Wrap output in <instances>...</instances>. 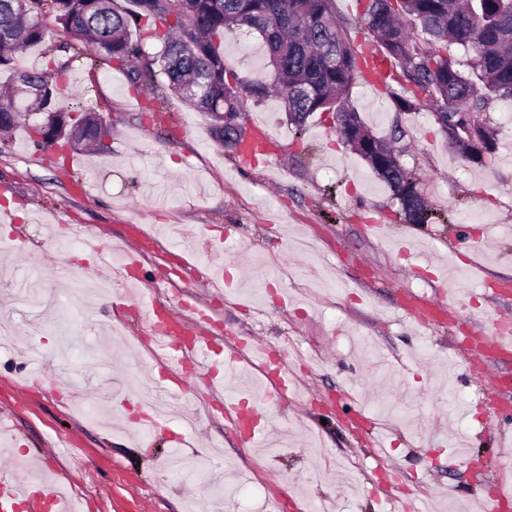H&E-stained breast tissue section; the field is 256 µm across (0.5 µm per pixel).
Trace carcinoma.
Returning <instances> with one entry per match:
<instances>
[{"instance_id": "obj_1", "label": "carcinoma", "mask_w": 512, "mask_h": 512, "mask_svg": "<svg viewBox=\"0 0 512 512\" xmlns=\"http://www.w3.org/2000/svg\"><path fill=\"white\" fill-rule=\"evenodd\" d=\"M350 20L334 0H0V72L11 90L0 94V132L23 124L22 107L42 114L26 125L39 147L74 150L100 146L109 134L90 111L73 117L60 105L59 83L70 59L55 52L82 53L92 64L122 70L135 88L159 87L158 76L177 99L214 121L216 140L241 153L247 136L239 123L243 96L277 93L288 124L297 133L316 112L329 113L343 142L359 155L400 201L403 219L426 224L431 208L414 171L395 147L373 134L351 105V90L367 68L354 48L350 28L365 26L376 53L391 65L382 93L398 114L433 108L435 123L457 156L483 165L498 149L483 115L497 99H512V0H357ZM54 16L57 28L43 23ZM62 29L71 41L52 45L46 69H23L18 54L53 40ZM247 29L262 38L271 73L243 81L224 60V34ZM161 45L150 55L143 39ZM472 51L462 62L448 45ZM29 89L15 102L20 88Z\"/></svg>"}]
</instances>
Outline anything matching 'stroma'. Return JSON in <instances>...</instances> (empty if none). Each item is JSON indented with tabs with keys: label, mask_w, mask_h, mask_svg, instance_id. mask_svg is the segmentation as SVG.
<instances>
[{
	"label": "stroma",
	"mask_w": 512,
	"mask_h": 512,
	"mask_svg": "<svg viewBox=\"0 0 512 512\" xmlns=\"http://www.w3.org/2000/svg\"><path fill=\"white\" fill-rule=\"evenodd\" d=\"M229 66L241 79L262 74L258 34L235 30L224 39ZM62 105L101 113L112 131L101 150L69 155L38 147L24 128L0 144V226L16 251L0 250V319L16 334L0 343V410L13 414L19 443L0 430L21 476L64 478L83 491V512H264L281 494L291 502L333 512H394V486L431 493L440 512H472L498 470L512 471V359L499 366V384L475 377L455 339L470 323L512 316V101L486 114L498 150L481 166L453 156L431 107L396 115L380 83L362 74L351 103L373 133L388 136L401 123V162L416 172L421 191L442 218L429 224L399 219L389 188L332 131L330 115L315 113L295 134L278 98L246 99L243 124L265 121L268 151L248 165L212 136V118L181 104L167 90L133 89L125 74L89 59L72 62ZM86 225L110 244L142 225L156 241L129 276L101 268L86 250L48 254L59 223ZM384 224L404 236L406 253L371 238ZM197 246L223 240L220 259L240 281L218 304L200 260L198 288L171 303L219 305L214 331L224 340L259 338L294 371L287 403L265 405L277 419L265 446L246 448L225 425L220 406L189 400L188 419L171 420L187 447L203 453L206 475L164 472L174 455L168 436L153 449L135 426L118 421L99 388L113 373H129L124 406L140 412L145 392L167 399L172 384L136 335L156 299L157 251L177 229ZM484 244L450 252L468 231ZM461 269L454 287L462 306L429 328L406 319L408 294H432L445 265ZM51 378L32 388L31 354ZM471 443L473 470L451 461L459 441Z\"/></svg>",
	"instance_id": "1"
}]
</instances>
